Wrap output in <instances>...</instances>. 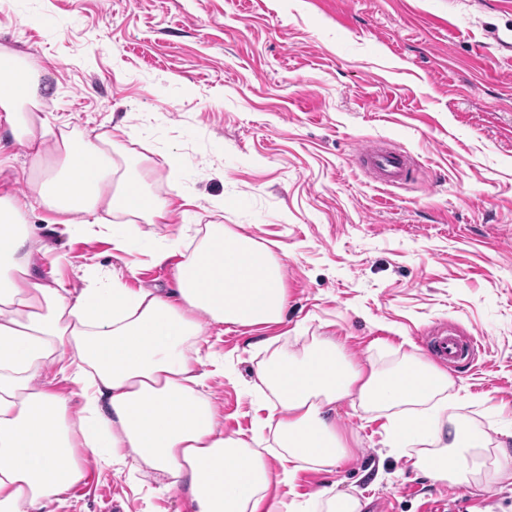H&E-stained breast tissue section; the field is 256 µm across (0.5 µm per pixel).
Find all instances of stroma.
Here are the masks:
<instances>
[{"label": "stroma", "mask_w": 512, "mask_h": 512, "mask_svg": "<svg viewBox=\"0 0 512 512\" xmlns=\"http://www.w3.org/2000/svg\"><path fill=\"white\" fill-rule=\"evenodd\" d=\"M49 67L41 110L53 132L112 134L154 163L164 224L115 251L31 218L73 290L95 268L128 288H168L153 245L205 224L240 226L288 252L283 324L204 329L223 359L204 393L228 436H252L268 349L336 338L356 364L433 360L429 336L476 339L450 367L453 413L491 443L470 485L434 482L417 448L385 444L386 414L336 405L347 458L303 469L281 499L322 489L365 512H512V0H0V45ZM381 143L415 163L399 188L374 182L359 153ZM166 478L90 467L41 512H191Z\"/></svg>", "instance_id": "stroma-1"}]
</instances>
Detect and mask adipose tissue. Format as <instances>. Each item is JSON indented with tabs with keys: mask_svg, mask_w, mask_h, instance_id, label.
<instances>
[{
	"mask_svg": "<svg viewBox=\"0 0 512 512\" xmlns=\"http://www.w3.org/2000/svg\"><path fill=\"white\" fill-rule=\"evenodd\" d=\"M41 65L0 47V121L42 170L31 191L0 185V512H39L83 482L88 465L132 459L167 477L193 512H362L349 494L321 490L283 502L273 491L299 470L334 467L348 454L334 414L350 400L389 411L386 443L423 445L413 462L433 480L468 485L484 465L486 433L448 412V375L409 356L390 370L356 367L334 338L312 337L301 353L274 350L257 370L271 396L259 429L272 457L225 435L197 370L203 322L256 330L280 324L288 303L283 263L250 235L207 224L152 251L173 262L167 290L102 282L91 272L73 293L41 272L30 222L36 209L72 236L138 239L136 219L166 223L171 203L148 190L146 158L121 171L111 135L50 140L36 113ZM127 216L124 224L114 215ZM80 405H73V398Z\"/></svg>",
	"mask_w": 512,
	"mask_h": 512,
	"instance_id": "obj_1",
	"label": "adipose tissue"
}]
</instances>
